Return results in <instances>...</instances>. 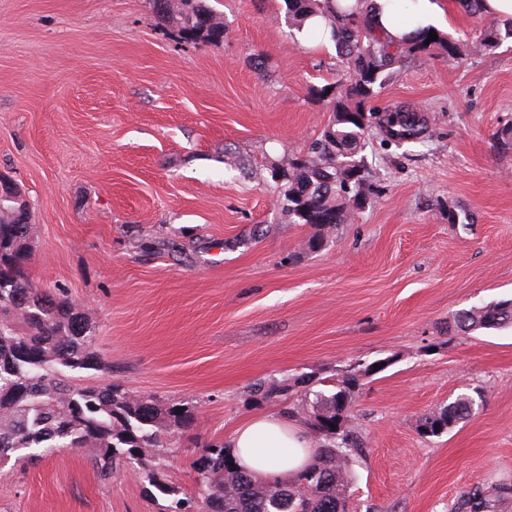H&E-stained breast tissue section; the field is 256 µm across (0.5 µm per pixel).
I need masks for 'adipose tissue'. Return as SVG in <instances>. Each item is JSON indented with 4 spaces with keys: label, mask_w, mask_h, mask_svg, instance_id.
I'll return each mask as SVG.
<instances>
[{
    "label": "adipose tissue",
    "mask_w": 512,
    "mask_h": 512,
    "mask_svg": "<svg viewBox=\"0 0 512 512\" xmlns=\"http://www.w3.org/2000/svg\"><path fill=\"white\" fill-rule=\"evenodd\" d=\"M376 26L394 39L411 36L444 17L440 0H373ZM228 448L243 467L259 477H289L308 458L310 442L287 415L259 414L237 427Z\"/></svg>",
    "instance_id": "1"
}]
</instances>
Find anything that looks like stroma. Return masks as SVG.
<instances>
[{"label": "stroma", "instance_id": "1", "mask_svg": "<svg viewBox=\"0 0 512 512\" xmlns=\"http://www.w3.org/2000/svg\"><path fill=\"white\" fill-rule=\"evenodd\" d=\"M226 31L186 41L148 0H0V174L32 212L27 270L93 327L102 369L193 431L152 449L192 492L203 442L258 413L257 380L314 389L391 358L352 408L362 450L354 512H454L512 487V331L448 335L456 312L512 297V39L456 61L415 59L376 98L411 101L434 135L375 147L379 193L329 246L276 204L274 173L329 119L319 87L344 73L333 45L290 33L281 0H210ZM465 209L469 226L449 223ZM460 394L476 413L438 437L420 418ZM131 468L100 483L83 451L0 466V512H164Z\"/></svg>", "mask_w": 512, "mask_h": 512}]
</instances>
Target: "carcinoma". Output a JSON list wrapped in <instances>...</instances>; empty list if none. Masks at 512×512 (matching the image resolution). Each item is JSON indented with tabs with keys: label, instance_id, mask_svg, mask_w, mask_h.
<instances>
[{
	"label": "carcinoma",
	"instance_id": "obj_1",
	"mask_svg": "<svg viewBox=\"0 0 512 512\" xmlns=\"http://www.w3.org/2000/svg\"><path fill=\"white\" fill-rule=\"evenodd\" d=\"M461 8L481 24L475 40L461 43L431 29L391 44L373 29L369 0L351 7L338 0H283L284 19L303 31L307 19L321 16L330 28L336 53L346 66L344 77L325 88L332 93L330 117L320 138L303 156L288 160L278 173L277 203L290 224H313L323 233L306 246L316 250L329 242L337 226L352 224L361 212L357 201L369 203L379 182L380 168L369 161L374 140L400 148L432 139L431 117L408 102L381 110L372 105L384 84L404 63L418 56H441L453 61L464 49L480 53L512 38L487 20L480 0H459ZM158 19L176 23L185 40L224 39V24L207 0H150ZM28 206L0 200V463L21 450L77 448L87 452L101 483L126 462L138 465L141 477L171 499L165 512H350L348 488L351 456L359 448L352 426L351 406L362 386L355 370L335 381L334 392H315L288 404V416L303 423L318 441L309 462L286 482L262 481L235 466L222 443H207L194 462L195 490L183 494L163 482L144 449L160 448L165 436L194 429V406L177 402L162 409L153 400L135 397L118 383L72 387L60 368L71 371L101 367L91 349V327L67 303L58 302L33 285L25 269L30 251ZM512 328V299L491 301L460 310L452 325L456 334ZM285 387L260 380L251 392L257 401L282 396ZM473 399L460 395L425 414L419 431L438 437L473 412ZM343 413L340 430L330 427ZM494 488L493 496L476 490L464 497L458 512H495L496 503L511 494Z\"/></svg>",
	"mask_w": 512,
	"mask_h": 512
}]
</instances>
